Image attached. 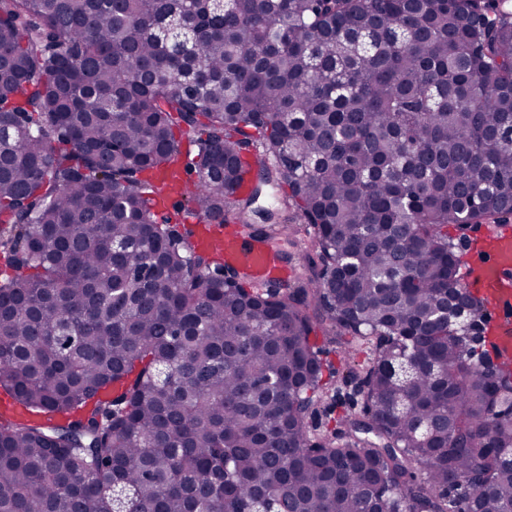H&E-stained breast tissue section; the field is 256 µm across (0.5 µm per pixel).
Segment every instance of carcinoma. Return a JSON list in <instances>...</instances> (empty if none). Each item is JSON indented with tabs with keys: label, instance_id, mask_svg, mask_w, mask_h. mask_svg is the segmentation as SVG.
Returning a JSON list of instances; mask_svg holds the SVG:
<instances>
[{
	"label": "carcinoma",
	"instance_id": "obj_1",
	"mask_svg": "<svg viewBox=\"0 0 512 512\" xmlns=\"http://www.w3.org/2000/svg\"><path fill=\"white\" fill-rule=\"evenodd\" d=\"M491 10L0 0V512H512V367L448 232L512 214ZM256 152L278 225L244 216ZM157 171L318 262L215 278ZM319 331L372 354L333 437L298 410Z\"/></svg>",
	"mask_w": 512,
	"mask_h": 512
}]
</instances>
